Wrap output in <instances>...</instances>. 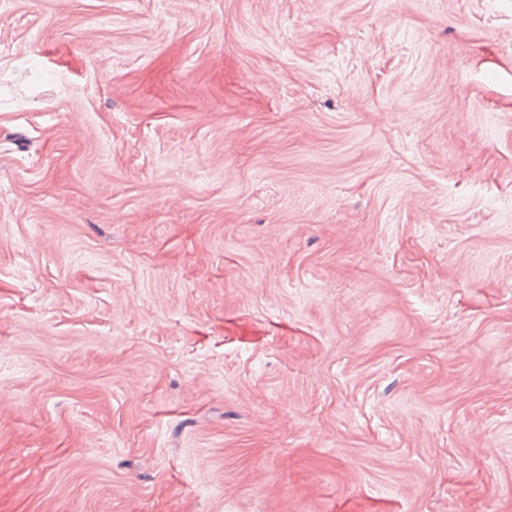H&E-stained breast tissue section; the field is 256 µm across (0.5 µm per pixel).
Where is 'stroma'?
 <instances>
[{
	"mask_svg": "<svg viewBox=\"0 0 512 512\" xmlns=\"http://www.w3.org/2000/svg\"><path fill=\"white\" fill-rule=\"evenodd\" d=\"M0 512H512V0H0Z\"/></svg>",
	"mask_w": 512,
	"mask_h": 512,
	"instance_id": "35a3bbf8",
	"label": "stroma"
}]
</instances>
